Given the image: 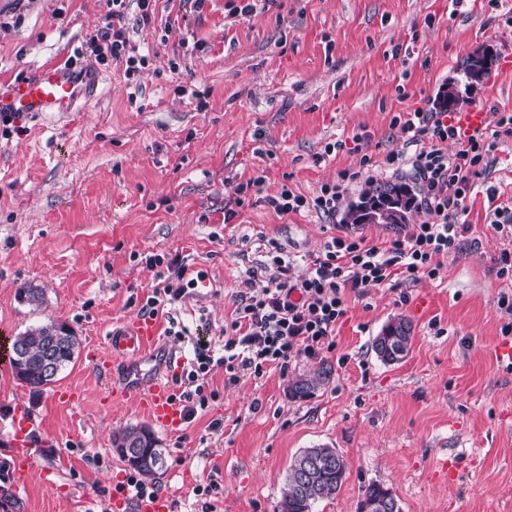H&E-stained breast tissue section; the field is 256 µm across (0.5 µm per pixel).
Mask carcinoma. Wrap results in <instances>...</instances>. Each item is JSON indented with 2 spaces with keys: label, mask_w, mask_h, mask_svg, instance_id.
I'll list each match as a JSON object with an SVG mask.
<instances>
[{
  "label": "carcinoma",
  "mask_w": 512,
  "mask_h": 512,
  "mask_svg": "<svg viewBox=\"0 0 512 512\" xmlns=\"http://www.w3.org/2000/svg\"><path fill=\"white\" fill-rule=\"evenodd\" d=\"M489 56L474 57L463 70L465 88L472 89L489 70ZM467 102L455 86H448L440 95L438 104L442 108L454 109ZM413 187L398 182L384 190L367 192L350 205L346 219L352 224H404L411 208ZM412 325L400 318L388 324L373 341L376 355L384 362L389 359L383 354L385 343H390L397 357L402 359L409 352ZM55 336L64 337L57 344L53 357L58 371H63L73 362L78 341L65 325L51 322L26 331L11 343L10 363L24 375L34 390H40L42 362L47 345ZM328 372L317 370L312 375L301 376L288 385V395L293 399H306L324 385ZM134 448L138 459L128 465L146 477H154L165 467V456L153 431L145 426H131L115 435L113 447ZM347 467L343 456L334 448L322 444L306 448L291 460L284 485L281 489L277 512H315V505L336 495L341 488Z\"/></svg>",
  "instance_id": "1"
}]
</instances>
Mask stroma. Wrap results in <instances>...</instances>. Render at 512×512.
<instances>
[{
    "mask_svg": "<svg viewBox=\"0 0 512 512\" xmlns=\"http://www.w3.org/2000/svg\"><path fill=\"white\" fill-rule=\"evenodd\" d=\"M152 7L145 26L137 6L126 10L150 58L140 74L100 65L92 102L0 129V329L15 336L57 322L80 343L74 364L39 392L0 367V403L25 404L39 443L19 490L0 439V512H111L132 475L112 437L147 418L131 401L104 405L94 359L155 283L141 256L177 254L205 271L177 319L212 338L264 239L300 256L337 233L316 213L281 216L261 203L225 222L237 183L262 173L267 192L285 182L312 195L358 169L359 154L324 153L356 133L383 162L403 146L392 117L434 108L464 60L486 50L490 77L468 101L495 118L512 113V71L502 69L512 0H279L248 17L232 14L230 0ZM106 11V0H0V89L49 62H81ZM197 90L208 93L202 111ZM488 159L465 200V245L442 258L437 279L398 277L349 296L335 350L287 373L228 386L214 369L206 411L158 435L166 464L153 483L170 512H202L194 490L212 478L213 512H274L292 457L318 444L336 448L347 473L316 512H362L372 483L401 512H512V369L496 357L506 321L496 299L512 283L495 275L512 237L490 225L495 208H512V139ZM24 288L42 290L40 307L19 299ZM397 317L412 324L411 349L385 364L373 340ZM321 367L330 376L316 394L289 398L290 381ZM445 456L458 462L452 483L432 476Z\"/></svg>",
    "mask_w": 512,
    "mask_h": 512,
    "instance_id": "stroma-1",
    "label": "stroma"
}]
</instances>
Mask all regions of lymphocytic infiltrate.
Returning a JSON list of instances; mask_svg holds the SVG:
<instances>
[{
    "mask_svg": "<svg viewBox=\"0 0 512 512\" xmlns=\"http://www.w3.org/2000/svg\"><path fill=\"white\" fill-rule=\"evenodd\" d=\"M107 2L105 21L86 45L95 62L122 61L126 75H134L147 57L140 54L125 24L126 0ZM447 117L444 111L417 109L397 113L391 120L405 145L415 149L408 177L417 186L414 206L424 218L403 225L387 246L372 244L344 227L310 255L302 275L293 277L282 244L267 239L260 259L246 271L243 287L234 297V317L220 329L218 343L193 340L192 355L178 378L186 419L207 408L206 388L214 368H223L224 383L230 386L246 374L259 379L272 368L287 372L298 358L322 357L336 348V326L348 312L347 293L364 296L366 289L386 287L398 275L414 282L436 279L442 257L461 251L470 229L464 201L475 180L485 174L494 141L512 138V114L501 115L492 133L464 141L458 140ZM448 141L454 142V151L444 150ZM360 177V171L342 170L310 196L295 193L285 184L267 195L264 177H252L235 186V206L225 209L224 217L232 219L249 194L255 193L277 214L307 211L332 219ZM145 264L155 269L156 278L139 310L143 317L176 310L206 277L177 256L152 254L146 256Z\"/></svg>",
    "mask_w": 512,
    "mask_h": 512,
    "instance_id": "obj_1",
    "label": "lymphocytic infiltrate"
}]
</instances>
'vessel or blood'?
<instances>
[{"mask_svg": "<svg viewBox=\"0 0 512 512\" xmlns=\"http://www.w3.org/2000/svg\"><path fill=\"white\" fill-rule=\"evenodd\" d=\"M102 76L90 65L48 63L29 80L13 84L0 94V120L18 122L42 112H71L97 96ZM453 122L462 137L483 131L489 113L479 106H466L453 113ZM176 356L163 344L153 319L134 317L113 332L110 352L100 354L99 366L111 378L106 403L135 401L151 422L162 431H172L184 421L168 376ZM34 418L20 402L0 407V430L6 432L14 450L18 475L30 472V453ZM114 512H168L169 505L161 497L132 499L114 498Z\"/></svg>", "mask_w": 512, "mask_h": 512, "instance_id": "obj_1", "label": "vessel or blood"}]
</instances>
